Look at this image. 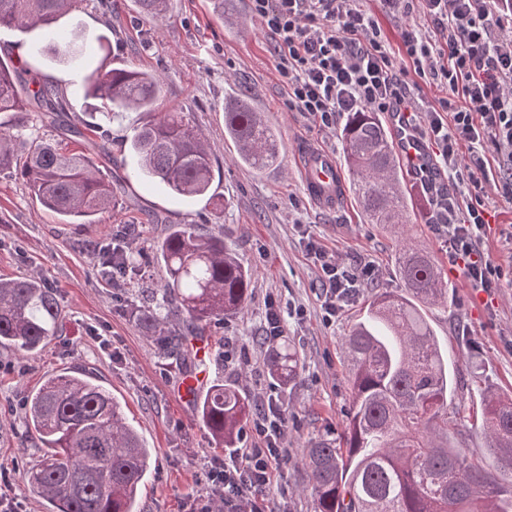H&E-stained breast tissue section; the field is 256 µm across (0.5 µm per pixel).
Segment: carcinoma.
I'll return each mask as SVG.
<instances>
[{"label":"carcinoma","instance_id":"cac0c4a2","mask_svg":"<svg viewBox=\"0 0 512 512\" xmlns=\"http://www.w3.org/2000/svg\"><path fill=\"white\" fill-rule=\"evenodd\" d=\"M83 0H0V28L51 29ZM138 14L155 22L173 13L174 0H134ZM83 37L52 34L48 49L74 59ZM159 77L133 66L97 69L87 78L90 108L110 120L128 109L153 112L134 130L128 150L139 173L172 195H205L215 159L190 111L155 112ZM65 111L59 90L39 80L29 64L0 59V172L18 169L32 195L67 224H94L116 207L117 188L82 152L66 153L37 139L20 141L15 128L38 112L55 125ZM224 130L242 164L260 171L280 159V134L242 95L224 107ZM342 150L355 202L371 224L399 223L408 209L405 177L388 130L374 112H352ZM118 228L93 251L112 272L132 263ZM168 278L160 305L137 307L136 320L163 355L192 356L186 337L203 336L212 323L241 312L251 273L197 224H171L157 245ZM397 262L412 294L383 291L342 341L351 378V406L339 442L311 443L300 463L314 512H512V396L486 393L473 421L487 439L492 463L476 465L451 441L458 421L448 418L454 373L420 312L419 304L444 305L447 285L422 250L402 247ZM61 322L53 289L35 276L0 278V348L25 354L42 350ZM271 377L291 384L299 359L290 344L273 349ZM197 414L216 444L232 448L252 415L249 400L216 381L198 390ZM24 424L43 449L27 471L26 489L53 512H136V497L150 457L112 394L78 371L47 377L28 395Z\"/></svg>","mask_w":512,"mask_h":512}]
</instances>
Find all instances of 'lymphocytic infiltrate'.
Returning a JSON list of instances; mask_svg holds the SVG:
<instances>
[{
	"label": "lymphocytic infiltrate",
	"instance_id": "obj_1",
	"mask_svg": "<svg viewBox=\"0 0 512 512\" xmlns=\"http://www.w3.org/2000/svg\"><path fill=\"white\" fill-rule=\"evenodd\" d=\"M388 13L405 18L401 42L407 64L393 60L375 17L352 0H247V10L271 41L275 71L285 105L332 129L349 112H413L408 73L447 89L412 130L435 144L450 178L473 194L460 205L437 188L427 166L416 167L431 193L436 223L448 233V257L462 262L470 288L491 293L501 277L480 245L487 216L477 196L486 153L502 173L499 188L512 200V0H383ZM422 9L431 30L412 24ZM473 154L472 166L457 163L460 146ZM320 272L325 319L335 317L352 290L370 280V267L311 248ZM283 411L266 402L253 420L254 444L214 460L205 473L200 512H266L274 483L284 478Z\"/></svg>",
	"mask_w": 512,
	"mask_h": 512
}]
</instances>
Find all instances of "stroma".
I'll return each instance as SVG.
<instances>
[{"mask_svg":"<svg viewBox=\"0 0 512 512\" xmlns=\"http://www.w3.org/2000/svg\"><path fill=\"white\" fill-rule=\"evenodd\" d=\"M224 11L235 15V22L221 20L212 0H175L171 17L144 23L132 0H117L110 12L98 0H84L53 26L60 33L85 35L90 45L82 62L70 65L51 53L34 61L41 80L64 93L68 119L79 133L64 139L28 116L26 135L63 141L95 156L101 117L87 109L78 87L94 69L131 64L159 75L155 111L193 113L217 163L209 197L183 201L168 195L137 174L125 142L150 116L127 110L107 126L112 155L107 172L118 204L97 223H64L35 200L20 176L0 174V277H40L56 290L64 316L61 330L40 353L0 348V467L18 493L16 512L51 510L46 500L24 490L25 469L40 454L25 433V397L46 376L77 368L111 392L150 450L137 512H199L198 478L205 463L224 451L180 392L187 375L182 361L160 354L127 311L140 303L143 287L163 284L166 273L156 245L171 224H198L203 233L223 235L226 247L251 273L244 311L208 328L209 354L198 372L204 382L236 385L252 406L273 400L284 410L286 478L272 488L269 512H313L300 460L311 441L338 439L345 426L350 383L341 339L374 292H404L396 264L401 244L426 250L450 286L447 305L425 310L454 370L449 415H469L486 392L512 394V202L492 188L484 197L490 229L482 251L502 270L491 296L474 295L461 266L449 262L446 238L432 222L434 208L414 177L406 179L408 217L397 227L365 223L351 198L336 210L321 209L303 187L296 153L309 144L343 159L341 133L287 110L270 41L249 15L246 0H225ZM242 93L282 138L279 164L261 172L239 164L233 143L224 136V105ZM123 222L136 227L132 255L143 275L116 288L94 263L89 245ZM311 242L373 270L372 279L329 324L322 318L319 272L307 255ZM271 304L279 307L283 338L300 362L298 380L289 386L274 381L264 366L270 349L263 340L265 314Z\"/></svg>","mask_w":512,"mask_h":512,"instance_id":"35a3bbf8","label":"stroma"}]
</instances>
